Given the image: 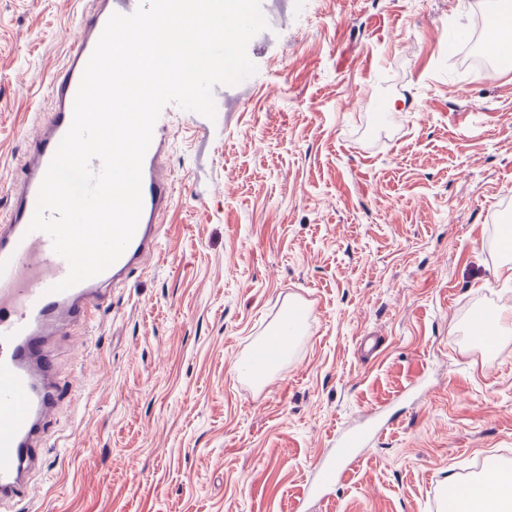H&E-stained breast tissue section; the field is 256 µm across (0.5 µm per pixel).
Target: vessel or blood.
Returning a JSON list of instances; mask_svg holds the SVG:
<instances>
[{"label": "vessel or blood", "mask_w": 512, "mask_h": 512, "mask_svg": "<svg viewBox=\"0 0 512 512\" xmlns=\"http://www.w3.org/2000/svg\"><path fill=\"white\" fill-rule=\"evenodd\" d=\"M140 2L90 0L65 65L49 78V116L29 142L22 176L9 186V219L0 226V501L31 496L26 471L50 438L45 422L57 402L52 336L97 320L111 303L112 287L127 281L157 253L161 217L173 205L172 183L160 160L164 139L156 135L142 164V212L137 229L120 258L104 272L66 291H56L69 265L55 253L48 234L29 229L40 184L71 126L84 69L106 23L112 14H132ZM296 323V309H284L276 334L252 353L255 368L282 353ZM363 445V433H341L337 460L318 466L313 492L335 489L342 481L339 462L356 461Z\"/></svg>", "instance_id": "obj_1"}]
</instances>
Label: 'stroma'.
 <instances>
[{
	"label": "stroma",
	"mask_w": 512,
	"mask_h": 512,
	"mask_svg": "<svg viewBox=\"0 0 512 512\" xmlns=\"http://www.w3.org/2000/svg\"><path fill=\"white\" fill-rule=\"evenodd\" d=\"M490 0H287L245 99L166 105L160 251L55 337L36 500L0 512H436L512 472V69L461 59ZM78 0H0V220ZM303 311L264 384L235 371ZM506 329L489 355L474 315ZM358 463L315 496L349 427ZM343 475L335 462H322L317 468L316 480L313 483L314 493H323L336 488L341 483Z\"/></svg>",
	"instance_id": "obj_1"
}]
</instances>
